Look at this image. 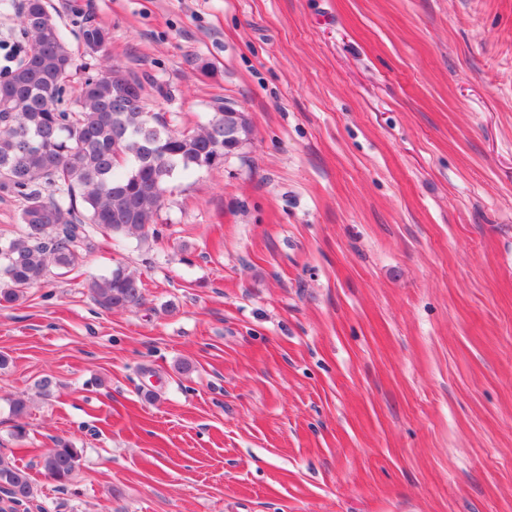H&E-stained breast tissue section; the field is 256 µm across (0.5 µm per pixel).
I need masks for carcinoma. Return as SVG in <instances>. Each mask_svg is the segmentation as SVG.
Segmentation results:
<instances>
[{
  "instance_id": "obj_1",
  "label": "carcinoma",
  "mask_w": 512,
  "mask_h": 512,
  "mask_svg": "<svg viewBox=\"0 0 512 512\" xmlns=\"http://www.w3.org/2000/svg\"><path fill=\"white\" fill-rule=\"evenodd\" d=\"M14 12L28 49L0 79V193L20 202L23 230L0 236V307L23 290L47 283L51 269L64 275L84 261L96 236L161 235L156 217L177 174L224 163V145L235 150L250 129L241 112L220 105L206 123L180 130L147 110L141 82L109 65L92 72L73 56L68 37L47 0H0ZM86 52H102L108 33L79 26ZM141 275L123 267L90 283L95 304L128 310L143 301ZM14 435L27 436L30 403L8 399ZM80 452L65 438L41 457L45 475L63 485L79 465ZM16 509L31 501L30 474L0 458V493Z\"/></svg>"
}]
</instances>
